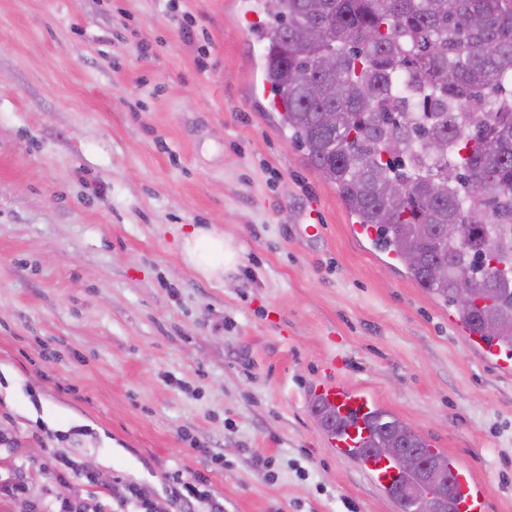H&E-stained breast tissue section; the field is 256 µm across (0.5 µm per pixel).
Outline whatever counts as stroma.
Returning <instances> with one entry per match:
<instances>
[{
    "label": "stroma",
    "instance_id": "1",
    "mask_svg": "<svg viewBox=\"0 0 512 512\" xmlns=\"http://www.w3.org/2000/svg\"><path fill=\"white\" fill-rule=\"evenodd\" d=\"M261 0H0V512H398L312 389L369 391L512 512V372L356 234L282 127ZM192 29L185 37L184 29ZM213 228L222 281L184 259ZM185 260L205 277L222 280L224 271L237 261L234 247L224 242V236L216 230L194 229L184 239ZM208 478L204 474H198L193 481L177 482L174 492L175 504L178 511H191L193 501L205 500L209 506V512H224V504L209 496L206 489Z\"/></svg>",
    "mask_w": 512,
    "mask_h": 512
}]
</instances>
